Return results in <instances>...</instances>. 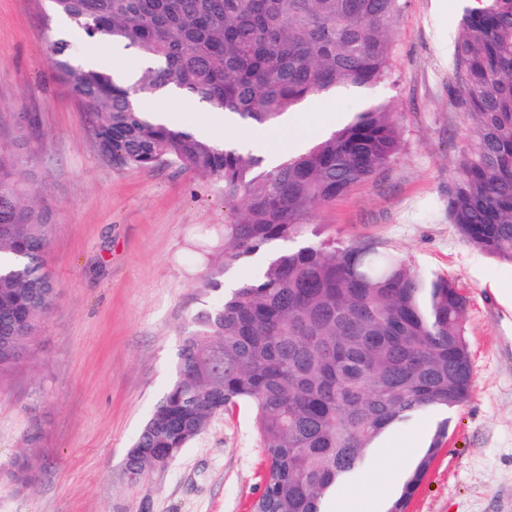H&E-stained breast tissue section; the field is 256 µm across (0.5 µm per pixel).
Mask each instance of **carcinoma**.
Here are the masks:
<instances>
[{"label": "carcinoma", "mask_w": 512, "mask_h": 512, "mask_svg": "<svg viewBox=\"0 0 512 512\" xmlns=\"http://www.w3.org/2000/svg\"><path fill=\"white\" fill-rule=\"evenodd\" d=\"M87 40L122 43L149 61L133 85L85 68L49 38L54 78L97 117L99 152L128 168L186 166L224 188L222 260L205 268L211 300L189 321L174 376L133 442L146 468L157 448H185L217 412L248 406L267 457L252 512H322L389 427L471 396L466 297L374 240L307 241L324 208L373 182L402 150L396 113L367 101L340 128L270 167L236 144L152 122L137 102L174 87L274 126L302 102L391 79L395 30L410 0H47ZM464 10L448 98L464 145L448 182V223L471 246L512 261V0ZM28 133L0 141V325L37 326L56 296L45 270L52 211L30 201ZM269 261L224 289L230 267L275 243ZM443 420L388 512L412 491L448 436Z\"/></svg>", "instance_id": "obj_1"}]
</instances>
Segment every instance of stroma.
<instances>
[{"label":"stroma","instance_id":"1","mask_svg":"<svg viewBox=\"0 0 512 512\" xmlns=\"http://www.w3.org/2000/svg\"><path fill=\"white\" fill-rule=\"evenodd\" d=\"M472 0H410L396 29V78L364 93L320 98L345 123L362 99L400 116L403 148L376 181L327 207L309 235L373 239L423 273L448 275L468 298L470 398L449 415L448 439L407 512H512V262L466 243L446 215L463 121L448 101L464 9ZM45 0H0V141L33 124L27 143L34 202L55 220L44 257L55 301L21 361L0 372V512H250L266 456L253 414H215L165 467L138 482L127 453L173 377L175 354L201 306L200 274L224 232V190L186 167L124 168L99 152L91 116L57 83L46 52ZM197 135L238 137L187 100ZM442 414L386 430L362 472L332 492L366 512L373 479L391 476L387 512ZM36 463L34 482L14 463Z\"/></svg>","mask_w":512,"mask_h":512}]
</instances>
